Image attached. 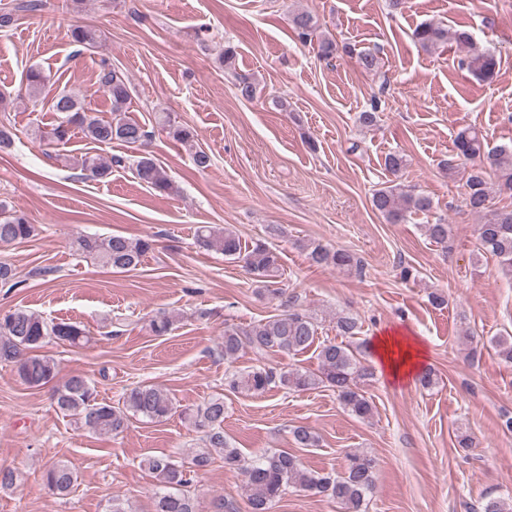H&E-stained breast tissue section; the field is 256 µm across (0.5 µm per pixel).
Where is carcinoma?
<instances>
[{
  "mask_svg": "<svg viewBox=\"0 0 512 512\" xmlns=\"http://www.w3.org/2000/svg\"><path fill=\"white\" fill-rule=\"evenodd\" d=\"M290 22L302 42L313 41L319 29L318 18L313 12L296 11L291 14ZM70 36L76 46L96 43L95 32L81 25L74 26ZM413 38L427 51L453 40L466 49L460 60L461 67L481 81H491L497 74L496 57L478 50L470 34L464 30H451L438 23L425 22L415 28ZM319 51L325 59L340 51L356 59L358 66L368 73L376 74L380 70V59L376 54L359 51L346 43L340 46L332 40L322 39ZM235 56V49L228 46L224 48L220 61L224 70L234 73L241 97L251 100L255 95L254 84L249 77L235 73ZM47 80L48 76L41 70H30L26 84L28 96L38 97ZM100 81L112 105V118L105 120L94 116L77 98L60 93L51 105V111L58 113L59 118L46 132V137L65 145L77 130L99 145L119 141L127 146H145L150 140L149 132L126 116L127 104L131 100L128 77L104 58L101 60ZM380 108L381 100L376 97L371 101L370 109L358 113V124L364 128L376 126ZM159 123L173 140L183 144L194 141L193 132L172 121L169 114L159 116ZM454 152L460 160H480V165L472 169L465 181V206L483 219L477 228L479 250L494 256L502 272L511 275L512 209L499 208L494 200L503 190L512 192V145H498L487 150L482 134L472 127H463L454 138ZM125 163L126 158L118 155L106 159L84 153L68 159L72 168L92 180L107 178L112 174V167H122ZM407 164L406 156L398 152L385 157V170L393 176L399 175ZM132 168L140 183L163 194L178 192V187L152 155L141 153ZM488 168L494 173L492 179L486 176ZM371 205L386 220L396 224L406 222L414 215H428L434 211L432 197L393 180L373 193ZM423 231L431 242L448 247L451 225L444 218L437 217L433 223L423 225ZM35 232V225L24 214L0 204V244L22 243L33 237ZM282 234L280 225L269 224L265 228V237L244 247L233 228L200 225L196 229V242L207 251L221 253L242 264L256 281L267 283L280 276L281 255L274 240ZM72 248L79 256L89 258L103 268L124 273L141 265L153 249V241L123 235L100 238L87 234L76 237ZM306 249L317 265L344 272L361 267V260L345 250L329 249L319 242L306 245ZM177 319L176 315L163 313L150 321V329L158 336L164 335L172 330ZM318 328L317 316L296 305L254 325L227 324L221 342L224 361H235L245 349L257 354H298L312 346ZM360 329L357 318L347 313L336 314V335L352 337ZM51 341L79 347L88 344L91 337L76 323H48L40 315L25 309H16L0 317V363L15 365L20 379L31 387L45 386L58 376L57 363L36 353ZM317 359L318 369L315 372L290 369L278 374L264 365H255L245 372L226 374L224 385L233 392L244 391L253 395L265 393L273 383L296 391L330 387L350 414L363 420L372 418L374 407L358 388V381L368 378L370 370L362 364L351 346L344 342L325 341L319 345ZM54 398L59 411L73 417L79 428L101 435L124 432L133 417L161 422L174 409L169 394L150 384L132 388L124 395L120 407L100 402L95 383L83 374H73L61 381L55 387ZM224 412V396L217 395L190 413L193 427L202 433L204 447L191 452L187 460L178 462L165 454L142 459L141 466L156 481L153 512H200L197 498L188 487L200 473L208 470L216 454L224 457V468L244 476L251 512H270L272 504L291 488L328 497L341 504L345 512H365L366 501L376 480L375 463L370 455L359 450L348 452L346 466L341 472L308 469L297 456L286 450L249 458L224 435ZM292 435L301 448L319 447V435L308 426L294 428ZM43 481L52 493L67 496L76 485L78 475L69 465L57 462L45 469ZM482 512H512V498L489 497Z\"/></svg>",
  "mask_w": 512,
  "mask_h": 512,
  "instance_id": "cac0c4a2",
  "label": "carcinoma"
}]
</instances>
